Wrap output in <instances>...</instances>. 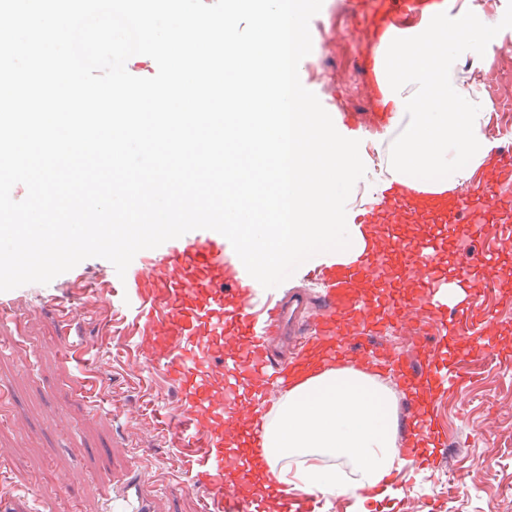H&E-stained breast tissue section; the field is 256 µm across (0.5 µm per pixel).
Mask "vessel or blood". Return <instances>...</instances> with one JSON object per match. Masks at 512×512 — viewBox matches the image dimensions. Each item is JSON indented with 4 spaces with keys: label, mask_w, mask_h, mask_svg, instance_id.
Returning <instances> with one entry per match:
<instances>
[{
    "label": "vessel or blood",
    "mask_w": 512,
    "mask_h": 512,
    "mask_svg": "<svg viewBox=\"0 0 512 512\" xmlns=\"http://www.w3.org/2000/svg\"><path fill=\"white\" fill-rule=\"evenodd\" d=\"M360 33L366 44L360 55L361 68L375 66L372 46L390 32L402 30L409 19H422L432 6H447L448 0H358ZM512 185V155L498 156L492 174L480 178L466 197L412 191L391 183L377 193L355 221L371 224L458 223L459 234L478 235L484 242L497 235L512 234V198L501 197L503 187ZM442 239L430 235L415 244L416 255L406 265H396L397 255L407 250L402 239L391 249L372 241L363 259L350 266L320 268L324 286L317 313L302 318L303 298L292 294L282 300L267 297L258 302L259 282L213 230L195 237L174 239L166 253H143L137 266L127 269L124 279L106 282L98 290L91 313L106 312L112 296L136 299L134 322L139 357L159 361L167 379L181 395L182 413L169 421L171 443L184 451L183 463L194 482L206 490L203 512H319L317 496L287 490L269 483L262 496H242L237 483L251 469L252 451L262 445V427L250 408L267 402L274 390L287 387L302 371L320 361V349L330 345L333 358L361 366L387 367L394 371L397 385L412 393L420 382L434 386L456 383L460 370L431 371L418 351L393 352L374 344L370 337L380 325H394L407 313L429 312L431 319L445 318L447 302L436 299L434 258ZM389 286L402 277L425 282L424 294L410 301L388 295L374 299L371 289L378 275ZM288 328L298 338V353L289 362H275L267 341ZM243 339L240 352L225 356L224 339ZM406 427L414 440L404 448L405 456L430 461L427 445L435 434L430 421L409 415ZM235 446L225 454V442ZM101 512H150L149 504L136 492L113 496L102 494Z\"/></svg>",
    "instance_id": "1"
}]
</instances>
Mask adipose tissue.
Wrapping results in <instances>:
<instances>
[{"mask_svg": "<svg viewBox=\"0 0 512 512\" xmlns=\"http://www.w3.org/2000/svg\"><path fill=\"white\" fill-rule=\"evenodd\" d=\"M396 426L392 395L372 376L319 367L270 411L258 456L279 482L357 496L402 466Z\"/></svg>", "mask_w": 512, "mask_h": 512, "instance_id": "1", "label": "adipose tissue"}]
</instances>
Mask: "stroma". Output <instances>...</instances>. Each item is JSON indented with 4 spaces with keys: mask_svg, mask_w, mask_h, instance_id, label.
Masks as SVG:
<instances>
[{
    "mask_svg": "<svg viewBox=\"0 0 512 512\" xmlns=\"http://www.w3.org/2000/svg\"><path fill=\"white\" fill-rule=\"evenodd\" d=\"M350 0H323L310 21L312 51L299 65L302 85L316 94L333 121L357 114L364 154L374 155L377 104L370 76L358 64ZM464 77L474 78L490 111L483 131L493 151L512 152V28L483 57L464 56ZM493 261L471 269L472 295L492 318L494 341L484 348L467 341L477 321L458 315L455 344L466 366L454 386L428 391L422 403L441 446L436 467L402 466L391 480L392 502L369 500V512H512V240L495 243ZM114 266L89 258L51 283L4 292L12 317L0 323V473L12 512H100L104 486L121 491L132 469L152 475L144 490L152 512H201L202 492L190 488L182 451L160 429V418L178 412V390L159 364L136 359L132 303L115 301L110 322L83 312L93 299L78 281L115 276ZM75 303L74 327L96 355L101 374L99 411H90L72 388L80 368L62 357L64 338L51 312L53 302Z\"/></svg>",
    "mask_w": 512,
    "mask_h": 512,
    "instance_id": "stroma-1",
    "label": "stroma"
}]
</instances>
